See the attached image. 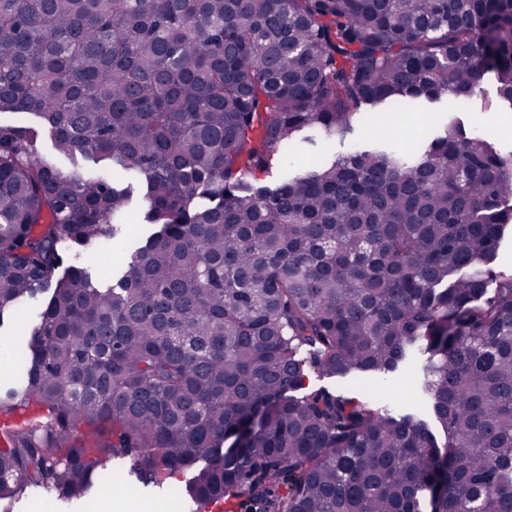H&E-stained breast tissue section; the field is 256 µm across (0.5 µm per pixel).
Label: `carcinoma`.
Returning <instances> with one entry per match:
<instances>
[{
    "mask_svg": "<svg viewBox=\"0 0 512 512\" xmlns=\"http://www.w3.org/2000/svg\"><path fill=\"white\" fill-rule=\"evenodd\" d=\"M512 109V0H0V512L129 467L215 512H512V151L457 117L271 187L283 148L484 74ZM83 157V177L59 157ZM159 229L101 284L134 185ZM420 363L440 424L328 378ZM0 125H25L34 127L39 133L37 138V148L39 151L53 152L52 141L49 135L42 131L33 116L21 113H1ZM130 245V239L114 241L113 244L111 242L106 256L91 252L87 255L86 261L104 281H109L112 275V264L123 255ZM31 319L29 315L25 312H22L18 315L14 322V329L9 335H4L2 333V338H0V367H1V360L3 362V365L5 367V370L1 372L0 369V386L3 387L7 385L13 375V363H12V355L17 347V342L23 337L21 336L24 334L28 328L30 327ZM3 336H9L7 338ZM2 343H8V347L1 344Z\"/></svg>",
    "mask_w": 512,
    "mask_h": 512,
    "instance_id": "obj_1",
    "label": "carcinoma"
}]
</instances>
